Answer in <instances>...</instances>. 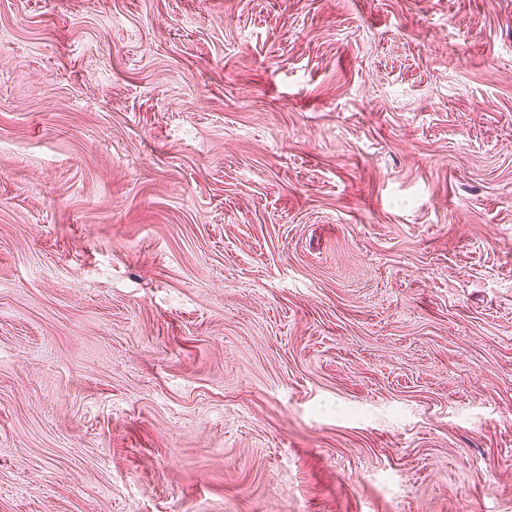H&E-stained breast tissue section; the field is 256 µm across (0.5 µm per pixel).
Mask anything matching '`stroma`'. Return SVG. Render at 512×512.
<instances>
[{"label":"stroma","mask_w":512,"mask_h":512,"mask_svg":"<svg viewBox=\"0 0 512 512\" xmlns=\"http://www.w3.org/2000/svg\"><path fill=\"white\" fill-rule=\"evenodd\" d=\"M0 512H512V0H0Z\"/></svg>","instance_id":"stroma-1"}]
</instances>
